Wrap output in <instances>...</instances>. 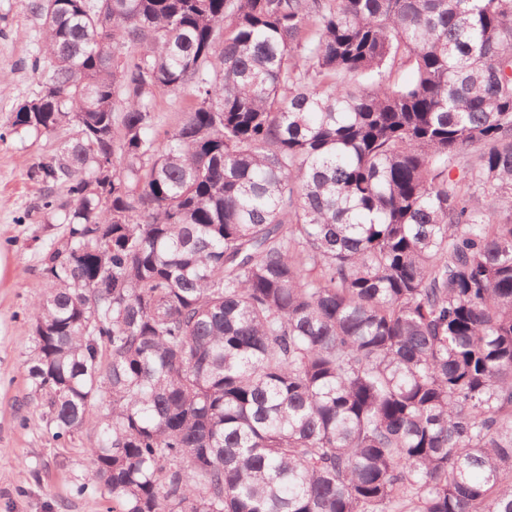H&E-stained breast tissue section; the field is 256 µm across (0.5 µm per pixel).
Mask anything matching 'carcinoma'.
Returning <instances> with one entry per match:
<instances>
[{
    "instance_id": "1",
    "label": "carcinoma",
    "mask_w": 512,
    "mask_h": 512,
    "mask_svg": "<svg viewBox=\"0 0 512 512\" xmlns=\"http://www.w3.org/2000/svg\"><path fill=\"white\" fill-rule=\"evenodd\" d=\"M31 68L28 379L108 512H512V0H55ZM192 104L189 92L161 91L155 98V109L166 127L174 126L182 112H187Z\"/></svg>"
}]
</instances>
